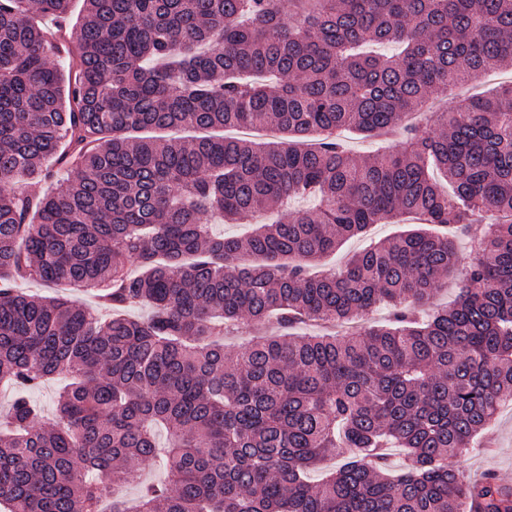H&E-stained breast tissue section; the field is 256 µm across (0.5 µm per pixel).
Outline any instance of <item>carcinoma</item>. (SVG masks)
I'll use <instances>...</instances> for the list:
<instances>
[{
	"instance_id": "1",
	"label": "carcinoma",
	"mask_w": 512,
	"mask_h": 512,
	"mask_svg": "<svg viewBox=\"0 0 512 512\" xmlns=\"http://www.w3.org/2000/svg\"><path fill=\"white\" fill-rule=\"evenodd\" d=\"M509 63L512 0H0V383L18 390L0 504L100 512L163 456L169 483L112 512H512L496 475L451 465L512 402V84L437 134L405 121ZM179 127L201 135L160 134ZM238 128L285 140L222 135ZM398 129L365 158L345 139ZM290 198L318 204L208 230ZM385 222L403 229L321 268ZM29 279L112 318L14 288ZM449 280L456 300L421 314ZM379 305L388 323L364 326ZM245 318L285 333L232 357L217 337ZM305 321L357 330L286 333ZM61 375L41 427L29 393ZM329 456L344 463L305 480ZM301 205H303V203L292 201L288 204V208L282 207L277 210H270L269 212L263 213L257 218L244 219L239 221L237 224H224L223 222L221 223V221L216 220L215 224H211L212 231L220 235H237L245 233V231L252 226V224L249 222L264 221L272 223L276 221L284 222L291 220ZM18 286L19 288H25L27 293L31 295H38L42 297H56L59 295H65L74 301L83 303L86 306H96L94 298L91 297L89 294L78 289L69 288L64 285L28 282L25 284L18 283Z\"/></svg>"
}]
</instances>
